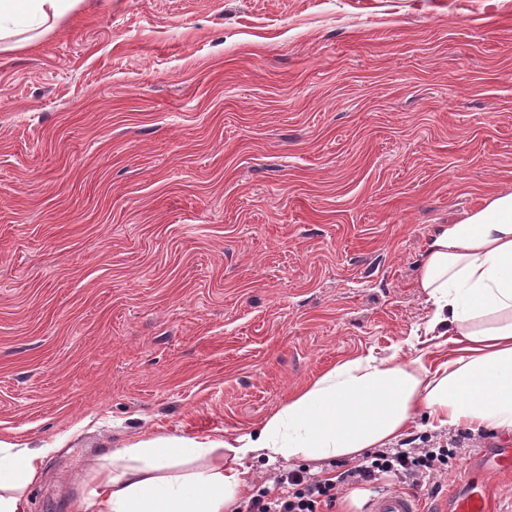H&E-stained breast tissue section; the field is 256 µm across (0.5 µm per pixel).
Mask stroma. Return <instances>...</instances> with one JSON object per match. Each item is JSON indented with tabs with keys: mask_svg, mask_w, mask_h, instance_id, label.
<instances>
[{
	"mask_svg": "<svg viewBox=\"0 0 512 512\" xmlns=\"http://www.w3.org/2000/svg\"><path fill=\"white\" fill-rule=\"evenodd\" d=\"M512 193V0H83L0 54V440L31 512L434 350L424 240ZM48 453L0 441V512H31L29 489L41 479Z\"/></svg>",
	"mask_w": 512,
	"mask_h": 512,
	"instance_id": "stroma-1",
	"label": "stroma"
}]
</instances>
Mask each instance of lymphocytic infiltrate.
I'll list each match as a JSON object with an SVG mask.
<instances>
[{
    "mask_svg": "<svg viewBox=\"0 0 512 512\" xmlns=\"http://www.w3.org/2000/svg\"><path fill=\"white\" fill-rule=\"evenodd\" d=\"M474 436L457 431L448 437L422 435L407 447L376 449L354 466L341 463L333 477L318 478L304 469L284 470L276 479L278 494L263 491L251 497L245 512H330L340 491L395 475L402 485L417 489L452 467L458 449L471 447Z\"/></svg>",
    "mask_w": 512,
    "mask_h": 512,
    "instance_id": "lymphocytic-infiltrate-1",
    "label": "lymphocytic infiltrate"
}]
</instances>
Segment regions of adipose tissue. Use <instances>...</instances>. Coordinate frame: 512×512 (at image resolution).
Wrapping results in <instances>:
<instances>
[{"label":"adipose tissue","mask_w":512,"mask_h":512,"mask_svg":"<svg viewBox=\"0 0 512 512\" xmlns=\"http://www.w3.org/2000/svg\"><path fill=\"white\" fill-rule=\"evenodd\" d=\"M76 2L0 0V52L22 48L17 22L51 30ZM418 284L442 355L345 358L233 443L154 437L115 449L89 476L91 512H229L253 478L242 460L358 458L421 418L435 430L512 432V193L436 225ZM46 455L0 441V512H30Z\"/></svg>","instance_id":"adipose-tissue-1"}]
</instances>
